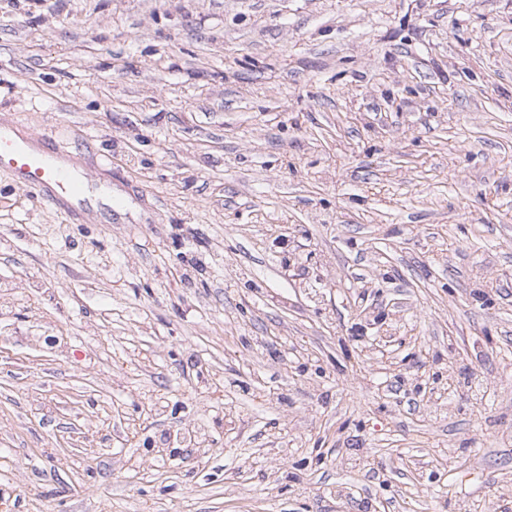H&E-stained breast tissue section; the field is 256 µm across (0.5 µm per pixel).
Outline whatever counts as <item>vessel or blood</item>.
Wrapping results in <instances>:
<instances>
[{
  "label": "vessel or blood",
  "mask_w": 512,
  "mask_h": 512,
  "mask_svg": "<svg viewBox=\"0 0 512 512\" xmlns=\"http://www.w3.org/2000/svg\"><path fill=\"white\" fill-rule=\"evenodd\" d=\"M0 171L18 187L62 206L70 218L96 213L107 222L112 217L111 187L92 188L84 173L67 165L61 149L35 145L7 123H0Z\"/></svg>",
  "instance_id": "vessel-or-blood-1"
}]
</instances>
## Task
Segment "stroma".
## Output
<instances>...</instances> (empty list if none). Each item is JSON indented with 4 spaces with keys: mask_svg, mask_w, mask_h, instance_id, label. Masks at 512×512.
<instances>
[{
    "mask_svg": "<svg viewBox=\"0 0 512 512\" xmlns=\"http://www.w3.org/2000/svg\"><path fill=\"white\" fill-rule=\"evenodd\" d=\"M1 120L127 206L0 172V512H503L512 0H0Z\"/></svg>",
    "mask_w": 512,
    "mask_h": 512,
    "instance_id": "stroma-1",
    "label": "stroma"
}]
</instances>
